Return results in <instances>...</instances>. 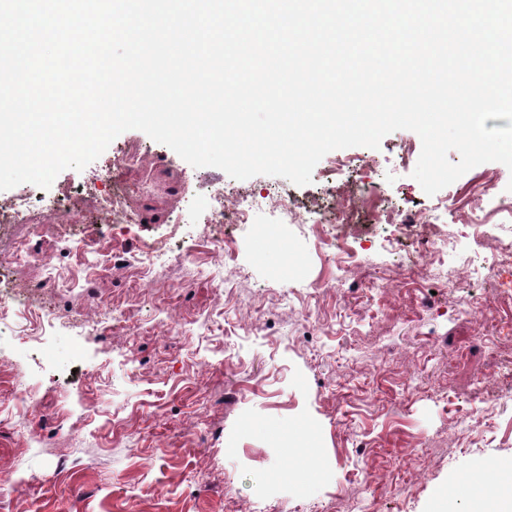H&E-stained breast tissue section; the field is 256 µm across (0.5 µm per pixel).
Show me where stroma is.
I'll return each instance as SVG.
<instances>
[{"mask_svg": "<svg viewBox=\"0 0 512 512\" xmlns=\"http://www.w3.org/2000/svg\"><path fill=\"white\" fill-rule=\"evenodd\" d=\"M421 147L397 130L327 153L298 186L193 167L132 129L49 188L0 191L46 200L0 224V289L38 327L0 354V512H434L447 496L469 512L468 484L512 488V267L490 265L512 241V171L460 177H491L479 225L454 206L430 224L450 191L413 178ZM116 186L124 224L100 207ZM251 196L248 223H219L220 203ZM345 198L346 254L301 221L313 206L334 220ZM16 235L35 256L20 267ZM87 235L112 248L90 280L64 251ZM225 238L229 264L212 253ZM155 246L190 267L133 287L129 260ZM23 392L37 403L21 418Z\"/></svg>", "mask_w": 512, "mask_h": 512, "instance_id": "stroma-1", "label": "stroma"}]
</instances>
